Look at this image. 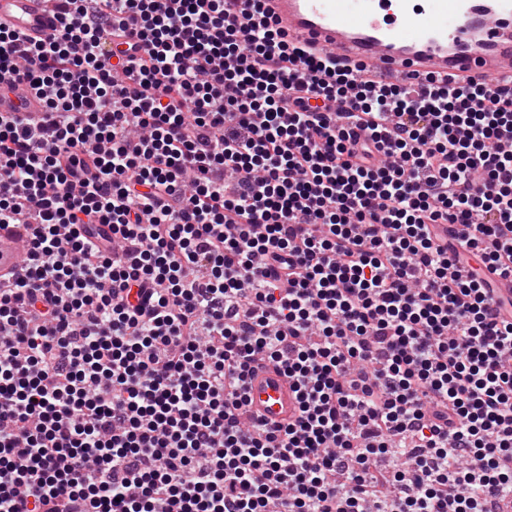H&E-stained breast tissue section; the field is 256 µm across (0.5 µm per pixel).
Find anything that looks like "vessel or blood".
<instances>
[{"instance_id":"1","label":"vessel or blood","mask_w":512,"mask_h":512,"mask_svg":"<svg viewBox=\"0 0 512 512\" xmlns=\"http://www.w3.org/2000/svg\"><path fill=\"white\" fill-rule=\"evenodd\" d=\"M275 27L314 55L371 70L382 84L412 87L432 75L450 83L512 81V0H262ZM0 26L36 40L59 28L56 0H0ZM39 104L28 85L0 95V112ZM30 248L25 230L0 228V276L17 271ZM248 415L293 419L299 398L276 369L252 372Z\"/></svg>"}]
</instances>
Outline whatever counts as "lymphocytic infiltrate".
I'll list each match as a JSON object with an SVG mask.
<instances>
[{"mask_svg": "<svg viewBox=\"0 0 512 512\" xmlns=\"http://www.w3.org/2000/svg\"><path fill=\"white\" fill-rule=\"evenodd\" d=\"M261 2L0 28V512H512V319L453 273L512 278V84L375 91ZM260 362L296 418L246 420ZM27 102L29 110L32 113L39 110L37 98L32 94L30 88L26 84L17 85L8 96L0 95V112H14L13 107L20 102ZM30 237L24 229L0 227V276L16 272L27 257Z\"/></svg>", "mask_w": 512, "mask_h": 512, "instance_id": "obj_1", "label": "lymphocytic infiltrate"}]
</instances>
